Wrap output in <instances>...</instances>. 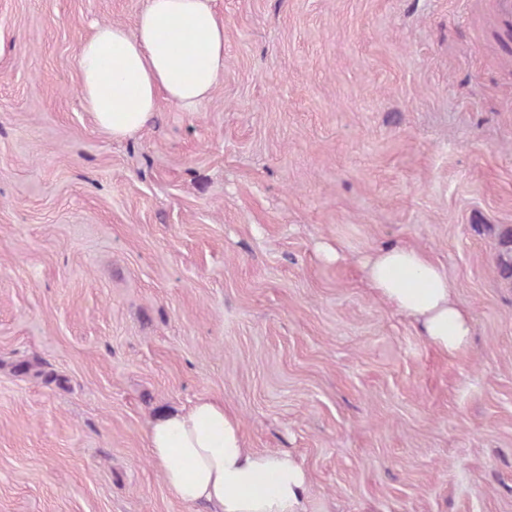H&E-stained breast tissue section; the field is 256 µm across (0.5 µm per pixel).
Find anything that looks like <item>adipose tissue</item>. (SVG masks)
Returning <instances> with one entry per match:
<instances>
[{"instance_id": "ef3b65f1", "label": "adipose tissue", "mask_w": 512, "mask_h": 512, "mask_svg": "<svg viewBox=\"0 0 512 512\" xmlns=\"http://www.w3.org/2000/svg\"><path fill=\"white\" fill-rule=\"evenodd\" d=\"M224 75V20L212 0H147L133 25L96 26L78 52L79 92L97 128L115 141L136 136L160 100L195 110ZM373 293L409 317L441 353L460 350L471 317L455 283L426 251L378 248L361 265ZM146 446L170 493L204 512H306L308 482L289 454L247 447L236 416L203 395L161 410Z\"/></svg>"}]
</instances>
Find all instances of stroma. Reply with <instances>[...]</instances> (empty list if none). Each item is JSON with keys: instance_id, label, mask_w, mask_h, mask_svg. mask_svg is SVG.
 I'll use <instances>...</instances> for the list:
<instances>
[{"instance_id": "stroma-1", "label": "stroma", "mask_w": 512, "mask_h": 512, "mask_svg": "<svg viewBox=\"0 0 512 512\" xmlns=\"http://www.w3.org/2000/svg\"><path fill=\"white\" fill-rule=\"evenodd\" d=\"M145 0H0V512H198L145 445L223 399L307 512H512V20L497 0H215L224 75L115 142L81 40ZM413 243L472 317L440 353L361 282ZM341 253L325 260L321 248ZM496 241V270L499 277L512 284V225L482 226Z\"/></svg>"}]
</instances>
